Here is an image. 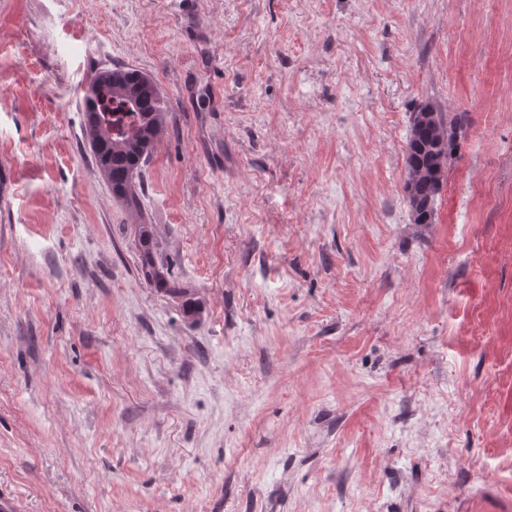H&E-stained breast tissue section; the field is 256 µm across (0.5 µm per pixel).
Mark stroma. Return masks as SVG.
<instances>
[{
	"mask_svg": "<svg viewBox=\"0 0 512 512\" xmlns=\"http://www.w3.org/2000/svg\"><path fill=\"white\" fill-rule=\"evenodd\" d=\"M113 66L169 105L137 211L82 137ZM427 101L468 127L423 227ZM4 497L512 512V0H0ZM148 224L139 226V244L141 248V267L139 269L143 280L157 291L169 295L186 296V288L180 287V283L172 277L165 276L160 270L165 265L160 256L156 244L153 242Z\"/></svg>",
	"mask_w": 512,
	"mask_h": 512,
	"instance_id": "stroma-1",
	"label": "stroma"
}]
</instances>
